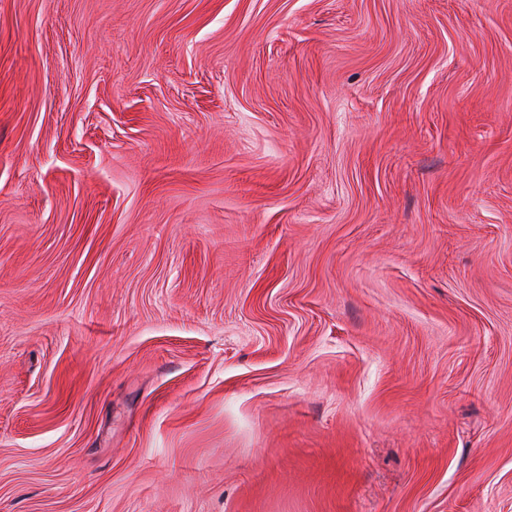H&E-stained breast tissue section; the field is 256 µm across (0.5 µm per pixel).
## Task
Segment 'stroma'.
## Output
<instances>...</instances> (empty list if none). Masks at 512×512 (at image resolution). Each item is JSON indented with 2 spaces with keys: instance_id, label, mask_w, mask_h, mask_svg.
Wrapping results in <instances>:
<instances>
[{
  "instance_id": "1",
  "label": "stroma",
  "mask_w": 512,
  "mask_h": 512,
  "mask_svg": "<svg viewBox=\"0 0 512 512\" xmlns=\"http://www.w3.org/2000/svg\"><path fill=\"white\" fill-rule=\"evenodd\" d=\"M0 512H512V0H0Z\"/></svg>"
}]
</instances>
